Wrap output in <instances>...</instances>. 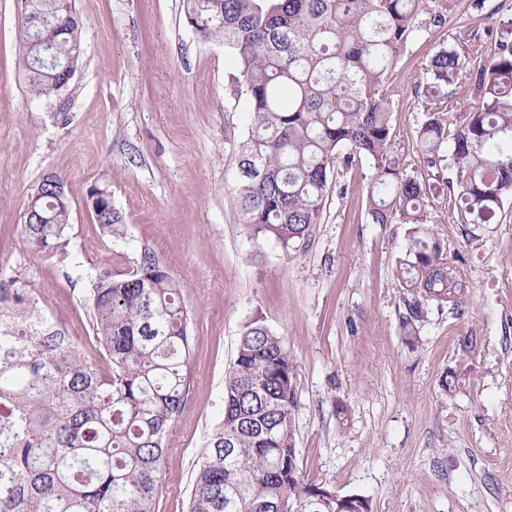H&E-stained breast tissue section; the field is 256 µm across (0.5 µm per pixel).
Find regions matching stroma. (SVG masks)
<instances>
[{
  "label": "stroma",
  "instance_id": "35a3bbf8",
  "mask_svg": "<svg viewBox=\"0 0 512 512\" xmlns=\"http://www.w3.org/2000/svg\"><path fill=\"white\" fill-rule=\"evenodd\" d=\"M501 3L512 6L459 8L423 32L394 73L391 152L407 174L436 183L432 228L462 265L469 300L462 317L429 309L409 336L396 277L408 227L369 219L371 161L339 171L320 224L290 253L251 240L233 199L230 147L245 132V102L228 86L236 59L223 40H200L186 26L182 0H77L81 66L51 102L28 92L16 39L22 0H0V278L24 279L99 365L85 305L99 270L129 272L151 252L190 311V389L165 442L157 512H188L196 465L222 418L224 373L256 317L296 363L306 479L366 497L372 512H512V195L500 223L466 234L448 208L447 169L425 172L416 152L422 115L412 89L459 30L478 34L470 53H489L485 32ZM48 172L65 179L69 256L37 261L21 224ZM97 185L111 193L122 235H101L88 203Z\"/></svg>",
  "mask_w": 512,
  "mask_h": 512
}]
</instances>
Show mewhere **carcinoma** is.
<instances>
[{"label": "carcinoma", "instance_id": "carcinoma-1", "mask_svg": "<svg viewBox=\"0 0 512 512\" xmlns=\"http://www.w3.org/2000/svg\"><path fill=\"white\" fill-rule=\"evenodd\" d=\"M18 50L30 94L51 100L82 54L75 0H30ZM457 0H183L187 24L238 58L234 94L245 100L232 145L241 223L256 243L283 251L320 223L338 165L373 162L366 188L374 224L411 225L397 276L403 324L430 305L466 313L465 280L429 227L431 187L390 155L393 80L408 44L439 28ZM462 30L438 49L414 88L424 120L416 152L450 173L455 219L497 224L512 194V17L482 57L464 55ZM464 106L453 130L441 114ZM64 178L32 193L22 242L34 259L69 245ZM96 224L123 233L109 194L92 189ZM94 340L109 364L89 362L17 278L0 282V512H155L167 434L181 413L192 362L189 311L179 281L154 256L129 273L87 283ZM297 368L285 339L260 319L243 327L224 375V411L196 471L189 512H336V490L302 475L293 413Z\"/></svg>", "mask_w": 512, "mask_h": 512}]
</instances>
